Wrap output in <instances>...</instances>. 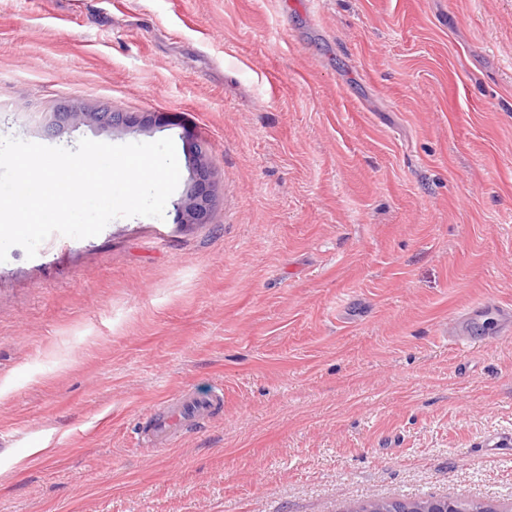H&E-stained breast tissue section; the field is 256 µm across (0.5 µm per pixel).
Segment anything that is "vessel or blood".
Wrapping results in <instances>:
<instances>
[{
    "mask_svg": "<svg viewBox=\"0 0 512 512\" xmlns=\"http://www.w3.org/2000/svg\"><path fill=\"white\" fill-rule=\"evenodd\" d=\"M224 408V391L206 393L183 390L155 403L142 424V441L150 448H168L189 429L208 424Z\"/></svg>",
    "mask_w": 512,
    "mask_h": 512,
    "instance_id": "obj_1",
    "label": "vessel or blood"
}]
</instances>
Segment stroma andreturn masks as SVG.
<instances>
[{
    "instance_id": "obj_1",
    "label": "stroma",
    "mask_w": 512,
    "mask_h": 512,
    "mask_svg": "<svg viewBox=\"0 0 512 512\" xmlns=\"http://www.w3.org/2000/svg\"><path fill=\"white\" fill-rule=\"evenodd\" d=\"M0 137H169L173 204L197 150L216 185L0 263V512H512V0H0ZM57 121L61 124H96L100 127L114 128L116 126L134 127L144 124L143 119L128 112H114L111 108L103 107L94 110L80 105L63 108L56 112ZM203 153L199 151V163L196 167V183L193 189L177 206L178 220L181 224L208 223L210 206L214 197V183L211 180L209 169L203 162ZM224 410V389L206 393L182 390L155 403L141 423L142 443L155 451L169 448L189 429L208 424Z\"/></svg>"
}]
</instances>
